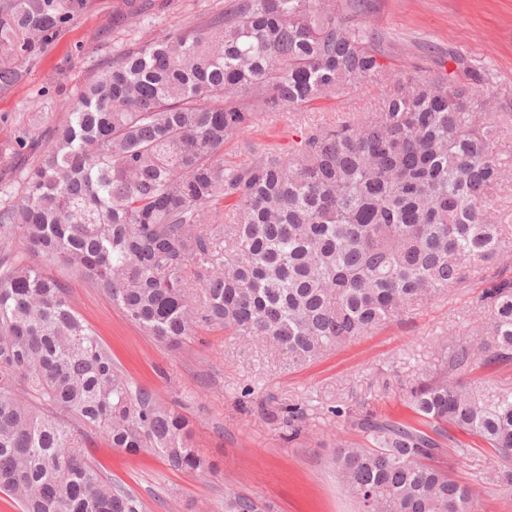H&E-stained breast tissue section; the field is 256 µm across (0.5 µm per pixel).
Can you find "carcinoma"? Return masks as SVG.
<instances>
[{
    "instance_id": "1",
    "label": "carcinoma",
    "mask_w": 512,
    "mask_h": 512,
    "mask_svg": "<svg viewBox=\"0 0 512 512\" xmlns=\"http://www.w3.org/2000/svg\"><path fill=\"white\" fill-rule=\"evenodd\" d=\"M84 0H0V91ZM366 0H224L190 25L112 60L87 82L17 201L0 208V490L21 512H142L86 456L157 453L209 468L186 418L126 376L112 350L34 255L90 281L145 336L179 351L201 324L262 340L290 364L316 361L415 304L488 277L473 340L449 339L408 392L412 418L337 408L364 442L333 464L358 512H477L444 467L481 449L489 482L512 489V233L492 222L501 123L478 112L489 73L411 77L372 121L300 136L289 156L224 163L257 115L307 108L385 78ZM224 512H267L228 493Z\"/></svg>"
}]
</instances>
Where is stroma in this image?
I'll use <instances>...</instances> for the list:
<instances>
[{
	"mask_svg": "<svg viewBox=\"0 0 512 512\" xmlns=\"http://www.w3.org/2000/svg\"><path fill=\"white\" fill-rule=\"evenodd\" d=\"M371 24L385 33L380 58L400 75L433 67L457 52L489 68L483 95L503 112L502 147L512 153V0H370ZM224 0H145L144 20L123 24L126 0H86L59 29L22 78L0 93V205L33 161L32 142H46L82 86L121 52L185 25L203 23ZM384 87L370 81L316 105L263 116L242 138L227 143L224 161L247 162L262 151L285 152L297 130L348 119H369ZM43 271L66 285L79 313L112 350L132 380L156 392L194 426L195 442L213 470L171 471L147 451L133 456L93 437L88 456L113 483L132 490L143 512H224V496L239 492L275 512H354L331 463L337 439L360 441L334 408L364 407L396 420L408 417L405 391L438 360L449 337L469 338L483 315L476 299L488 282L476 276L446 295L412 306L372 334L301 367H289L262 341L241 342L223 331L198 328L173 354L142 335L103 292L64 267ZM303 413L300 435L289 436V409ZM454 475L478 494L480 512H512V491L489 486L488 454L448 456Z\"/></svg>",
	"mask_w": 512,
	"mask_h": 512,
	"instance_id": "stroma-1",
	"label": "stroma"
}]
</instances>
